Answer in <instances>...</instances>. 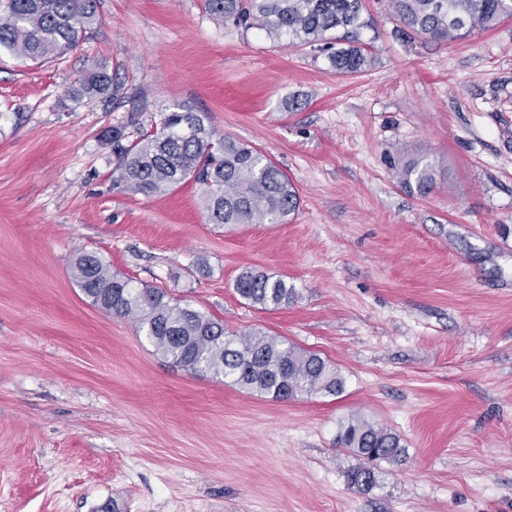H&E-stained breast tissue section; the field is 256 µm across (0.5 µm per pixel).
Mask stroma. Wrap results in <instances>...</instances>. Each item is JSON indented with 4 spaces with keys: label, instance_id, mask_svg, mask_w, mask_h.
Returning a JSON list of instances; mask_svg holds the SVG:
<instances>
[{
    "label": "stroma",
    "instance_id": "35a3bbf8",
    "mask_svg": "<svg viewBox=\"0 0 512 512\" xmlns=\"http://www.w3.org/2000/svg\"><path fill=\"white\" fill-rule=\"evenodd\" d=\"M363 5L353 75L204 0H99L64 57L0 52V512H512V18L437 43ZM97 62L118 96L67 98ZM175 104L288 175L287 223H209L190 181L113 182L104 130ZM418 152L441 171L426 196L396 179ZM82 251L227 332L319 353L344 393L275 401L173 366L90 304ZM247 270L296 300L253 307ZM354 416L406 449L367 490L336 443Z\"/></svg>",
    "mask_w": 512,
    "mask_h": 512
}]
</instances>
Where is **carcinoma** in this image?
I'll return each mask as SVG.
<instances>
[{
    "instance_id": "cac0c4a2",
    "label": "carcinoma",
    "mask_w": 512,
    "mask_h": 512,
    "mask_svg": "<svg viewBox=\"0 0 512 512\" xmlns=\"http://www.w3.org/2000/svg\"><path fill=\"white\" fill-rule=\"evenodd\" d=\"M204 6L226 23L318 49L339 74L358 73L368 62L359 38V30L368 26L362 0H204ZM388 8L403 30L433 42L464 39L512 17V0H388ZM98 20L97 0H8L7 12L0 15V50L33 62L56 59L76 47ZM118 90L106 67L96 64L68 97L106 100ZM205 117L179 104L162 113L159 126L132 140L122 127L107 131L115 154L113 181L150 196L192 180L203 186L212 224L287 222L300 204L287 174L252 144L214 138ZM437 177L426 154L410 156L396 168L398 183L421 196L435 189ZM72 275L92 305L133 318L156 352L191 374L222 377L275 401L344 391V378L318 353L262 331L230 336L219 320L181 305L161 288L112 272L95 254L79 255ZM234 288L264 310L286 306L297 296L286 279L262 272L243 273ZM337 444L361 460L347 474L359 489L374 485L377 464L398 463L405 454L399 436L362 417L341 426Z\"/></svg>"
}]
</instances>
